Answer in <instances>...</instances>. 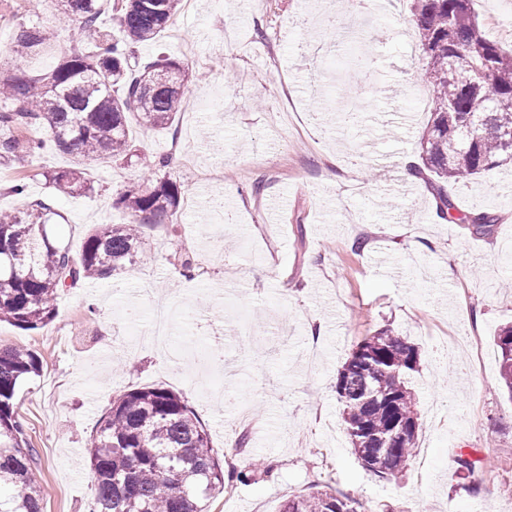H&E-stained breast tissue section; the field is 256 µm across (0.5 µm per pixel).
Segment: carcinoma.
Returning <instances> with one entry per match:
<instances>
[{"instance_id": "cac0c4a2", "label": "carcinoma", "mask_w": 512, "mask_h": 512, "mask_svg": "<svg viewBox=\"0 0 512 512\" xmlns=\"http://www.w3.org/2000/svg\"><path fill=\"white\" fill-rule=\"evenodd\" d=\"M409 22L419 35L420 80L432 90L429 121L420 142L418 176L430 187L438 218L467 224L477 234L494 216L458 209L448 188L512 163L500 133L512 132V51L480 27L473 0H409ZM180 0H121L118 34L98 25L101 0H62L59 24L78 29L79 43L53 69L36 77L3 75L0 97V164L25 162L47 142L74 157L43 173L61 195L93 190L86 160L133 157L128 115L150 128L171 126L181 111L183 88L149 87L165 75L186 80L185 68L162 56L135 69L136 47L156 40L172 22ZM53 30L19 24L15 52L26 57L48 45ZM181 189L166 178L146 179L117 200L120 224H100L74 255L49 226L59 216L44 199L0 213V322L35 330L56 316L61 292L137 262L140 229L164 224L176 213ZM500 383L512 397V325L495 336ZM417 347L390 329L364 337L338 371L336 395L352 450L367 470L385 478L407 466L421 426L412 387L419 371ZM42 363L29 349L0 348V512H44L45 489L36 476L37 452L18 407L17 386L37 376ZM94 474L90 512H202V502L253 478L224 470L209 434L180 394L161 386L125 391L112 399L87 449ZM280 512H356L352 500L326 490L296 496Z\"/></svg>"}]
</instances>
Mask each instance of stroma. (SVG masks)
<instances>
[{"instance_id":"obj_1","label":"stroma","mask_w":512,"mask_h":512,"mask_svg":"<svg viewBox=\"0 0 512 512\" xmlns=\"http://www.w3.org/2000/svg\"><path fill=\"white\" fill-rule=\"evenodd\" d=\"M327 2L179 8L136 59L182 62L184 98L202 107L164 130L130 121L139 158L92 163L89 194L59 198L46 185L43 171L68 156L26 163L23 198L11 191L14 168L0 164V211L50 200L63 216L55 233L74 253L94 227L122 221L114 203L147 177L141 157L168 156L162 175L182 189L178 219L144 228L142 262L62 294L45 327L0 324V347L42 360L16 402L48 488L45 512H90L97 423L113 396L152 385L184 397L224 466L259 471L207 512H279L315 485L365 512H512V399L495 344L512 322V168L452 192L460 208L495 216L488 232L439 219L427 180L401 173L429 117L408 0L370 18L339 10L326 38L317 20ZM473 7L512 50V0ZM51 20L45 0H0V73L34 77L58 64L77 40L68 25L40 53L11 51L19 23ZM159 304L187 309L186 322L166 346L141 345L122 312ZM380 328L421 354L418 448L389 480L353 454L335 391L353 348ZM461 455L476 463L477 492L456 472Z\"/></svg>"}]
</instances>
